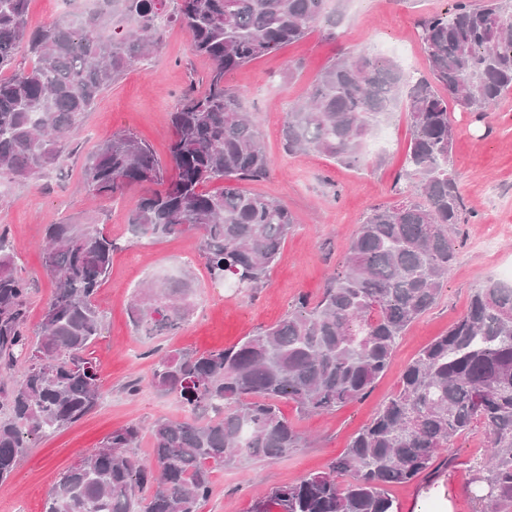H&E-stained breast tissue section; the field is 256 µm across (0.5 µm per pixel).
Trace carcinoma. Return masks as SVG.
Here are the masks:
<instances>
[{"mask_svg":"<svg viewBox=\"0 0 512 512\" xmlns=\"http://www.w3.org/2000/svg\"><path fill=\"white\" fill-rule=\"evenodd\" d=\"M167 0H100V7L33 29L30 0H0V180L28 181L61 169L100 91L137 58L160 47ZM329 0H178L171 14L210 71L205 90L171 115L169 167L132 134L117 132L88 160L84 183L98 196L163 184L132 211L138 242L196 235L210 275L235 288L262 286L295 218L288 207L244 189L205 191L213 182L269 174L271 161L243 112L228 73L309 35L330 21ZM427 72L414 83L393 61L338 57L285 114L290 153L317 151L347 167L399 106L412 138L405 177L410 197L374 207L349 246L344 270L315 304L306 299L275 325L236 345L157 360L152 382L177 391L181 420L150 427L149 460L132 450L142 428L112 431L49 491L44 512H198L212 474L244 458L280 459L304 439L279 408L331 413L362 399L390 366L407 329L436 302L457 263L452 231L463 198L449 157L453 103L480 118L512 92V0H454L421 20ZM28 66L16 69L20 53ZM115 241L94 224H50L43 261L54 294L34 341L25 326L29 283L0 234V370L23 362L22 378L0 387V483L42 437L90 412L100 398L96 366L84 356L101 334L93 299ZM189 280L141 288L133 325L152 336L189 315ZM481 427L487 451L472 482L484 512H512V286L474 289L466 312L401 372L396 391L324 471L272 489L250 512H399L390 487L435 469L457 438Z\"/></svg>","mask_w":512,"mask_h":512,"instance_id":"1","label":"carcinoma"}]
</instances>
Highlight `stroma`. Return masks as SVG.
<instances>
[{
  "instance_id": "1",
  "label": "stroma",
  "mask_w": 512,
  "mask_h": 512,
  "mask_svg": "<svg viewBox=\"0 0 512 512\" xmlns=\"http://www.w3.org/2000/svg\"><path fill=\"white\" fill-rule=\"evenodd\" d=\"M453 0H330L335 24L319 23L303 40L285 45L227 75L241 94L272 162L264 178L244 182L245 190L274 198L294 213L296 223L278 262L262 288L239 291L212 281L197 237L174 235L136 244L128 218L146 188L94 197L84 188L83 168L99 144L116 132L146 141L167 159L170 115L189 88L203 89L209 70L195 55L179 24L166 26L159 50L134 61L124 75L98 97L77 135V148L60 172L38 180L0 184V232L13 238L18 273L31 284L26 313L37 332L53 294V281L42 265L41 245L47 225L94 224L118 248L94 304L103 318L102 333L88 356L100 375L102 395L82 420L30 448L8 481L0 484V512H43L50 489L86 451L98 447L112 430L137 424L143 429L135 453H151L149 427L159 418L180 419L186 407L177 395L151 383L153 363L175 350L211 351L276 324L299 297L317 301L328 278L345 265L351 239L366 213L379 204L399 201L395 190L411 139L403 113L388 125L391 139L379 147L367 143L358 167H346L321 153H288L282 128L290 103L305 97L316 74L339 56L369 54L423 73L425 56L418 40V20L450 9ZM450 117L456 138L450 167L464 199L463 221L456 227L458 262L437 303L400 341L387 372L361 400L328 415L304 413L293 402L280 404L293 427L310 437L308 447L277 460H246L216 471L212 492L200 512H248L252 501L281 485L319 472L344 453L354 433L367 424L393 392L405 365L467 309L471 292L488 280L505 281L512 270V94L503 97L486 119L454 106ZM189 277L193 309L173 332L147 336L129 319L135 289L162 280ZM484 430L458 439L446 454L454 466L435 477L391 490L401 512H439L449 501L452 512H480L471 490V466L483 453Z\"/></svg>"
}]
</instances>
